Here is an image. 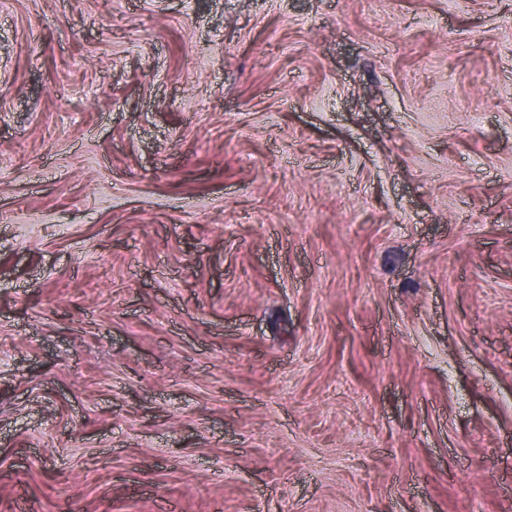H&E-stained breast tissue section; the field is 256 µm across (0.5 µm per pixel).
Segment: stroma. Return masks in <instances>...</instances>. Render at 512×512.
Segmentation results:
<instances>
[{"instance_id":"stroma-1","label":"stroma","mask_w":512,"mask_h":512,"mask_svg":"<svg viewBox=\"0 0 512 512\" xmlns=\"http://www.w3.org/2000/svg\"><path fill=\"white\" fill-rule=\"evenodd\" d=\"M0 512H512V0H0Z\"/></svg>"}]
</instances>
